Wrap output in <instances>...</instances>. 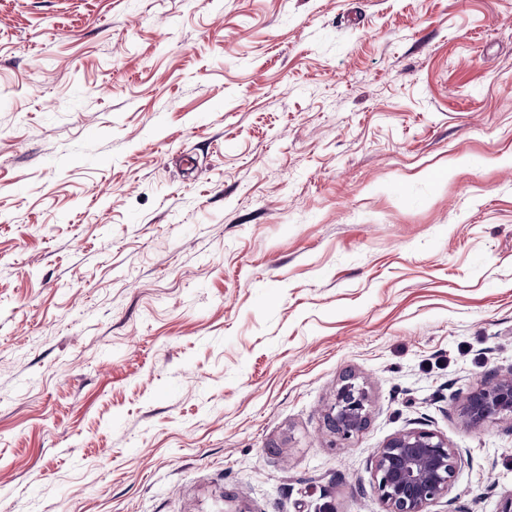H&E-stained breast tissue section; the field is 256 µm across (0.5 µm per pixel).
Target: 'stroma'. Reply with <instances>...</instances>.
Listing matches in <instances>:
<instances>
[{
	"mask_svg": "<svg viewBox=\"0 0 512 512\" xmlns=\"http://www.w3.org/2000/svg\"><path fill=\"white\" fill-rule=\"evenodd\" d=\"M511 369L512 0H0V512H499ZM464 425L477 428L487 422H512V369L484 381L460 407ZM342 382L327 414V426L333 434L347 439L367 423L368 394L355 375L345 376ZM461 465L447 439L428 430L404 431L376 450L372 489L384 512H425L448 495Z\"/></svg>",
	"mask_w": 512,
	"mask_h": 512,
	"instance_id": "obj_1",
	"label": "stroma"
}]
</instances>
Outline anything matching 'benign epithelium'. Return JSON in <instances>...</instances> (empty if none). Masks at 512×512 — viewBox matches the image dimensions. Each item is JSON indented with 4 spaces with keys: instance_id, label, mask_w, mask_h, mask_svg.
Instances as JSON below:
<instances>
[{
    "instance_id": "benign-epithelium-1",
    "label": "benign epithelium",
    "mask_w": 512,
    "mask_h": 512,
    "mask_svg": "<svg viewBox=\"0 0 512 512\" xmlns=\"http://www.w3.org/2000/svg\"><path fill=\"white\" fill-rule=\"evenodd\" d=\"M368 394L351 374L343 378L327 414L330 432L348 439L368 419ZM464 425L477 428L487 422H512V369L484 381L460 407ZM462 465L459 451L440 435L412 429L390 438L377 449L372 489L384 512H425L433 501L448 495Z\"/></svg>"
}]
</instances>
